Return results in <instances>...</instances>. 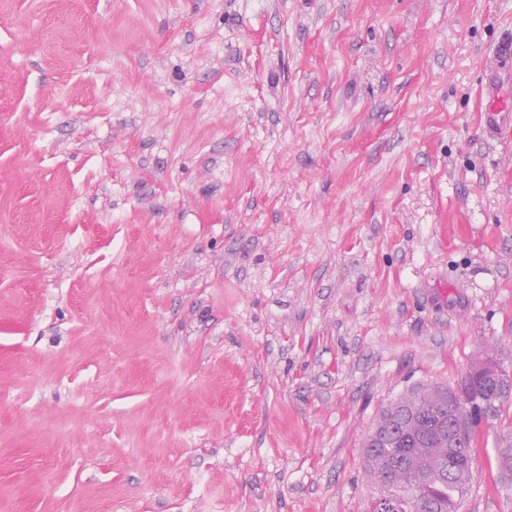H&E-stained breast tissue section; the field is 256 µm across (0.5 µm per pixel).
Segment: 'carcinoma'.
<instances>
[{"instance_id": "1", "label": "carcinoma", "mask_w": 512, "mask_h": 512, "mask_svg": "<svg viewBox=\"0 0 512 512\" xmlns=\"http://www.w3.org/2000/svg\"><path fill=\"white\" fill-rule=\"evenodd\" d=\"M512 401L511 391L492 395L494 409L477 417L465 406L451 407L443 399H435L428 387L421 386L407 395L388 403L380 412L375 426L384 432L399 424L407 436H417L430 427L439 413H448L460 422L458 451L461 456H474L481 444L483 426L498 419L505 404ZM497 460L501 477L512 480V425L499 435ZM447 452L445 448L414 443L409 446L387 444L376 453L364 449V460L370 477L382 489V495L372 504V512H459L468 492L472 473L448 478L434 469V458Z\"/></svg>"}]
</instances>
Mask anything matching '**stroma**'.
I'll return each mask as SVG.
<instances>
[{
  "label": "stroma",
  "instance_id": "obj_1",
  "mask_svg": "<svg viewBox=\"0 0 512 512\" xmlns=\"http://www.w3.org/2000/svg\"><path fill=\"white\" fill-rule=\"evenodd\" d=\"M506 66L512 0H0V512H369L381 408L512 369ZM505 78L509 82L510 75H487L482 89L480 127L488 138L512 133V99L503 91ZM473 370L481 374L493 387L505 388L512 384V373L506 371L495 361L488 358L477 359L473 363Z\"/></svg>",
  "mask_w": 512,
  "mask_h": 512
}]
</instances>
